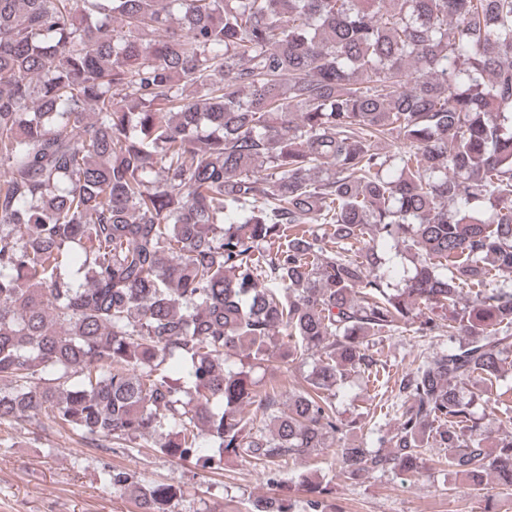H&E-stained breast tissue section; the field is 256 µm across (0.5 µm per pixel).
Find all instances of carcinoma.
Masks as SVG:
<instances>
[{
	"instance_id": "carcinoma-1",
	"label": "carcinoma",
	"mask_w": 512,
	"mask_h": 512,
	"mask_svg": "<svg viewBox=\"0 0 512 512\" xmlns=\"http://www.w3.org/2000/svg\"><path fill=\"white\" fill-rule=\"evenodd\" d=\"M401 144L385 151L387 141ZM413 252L392 280L383 248ZM512 0H0V423L46 418L112 451L279 490L284 465L380 388L369 342L419 323L448 348L395 381L378 449L338 477L408 480L422 448L512 493V433L475 434L512 356ZM317 357L288 393L257 371ZM185 366L186 375L174 365ZM139 512L180 486L106 466Z\"/></svg>"
}]
</instances>
